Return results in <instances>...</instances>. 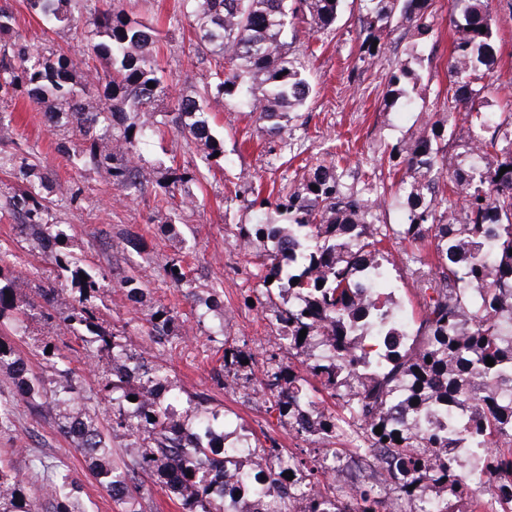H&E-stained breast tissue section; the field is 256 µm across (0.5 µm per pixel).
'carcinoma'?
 I'll list each match as a JSON object with an SVG mask.
<instances>
[{
    "instance_id": "obj_1",
    "label": "carcinoma",
    "mask_w": 512,
    "mask_h": 512,
    "mask_svg": "<svg viewBox=\"0 0 512 512\" xmlns=\"http://www.w3.org/2000/svg\"><path fill=\"white\" fill-rule=\"evenodd\" d=\"M70 0H27L43 25L78 28L85 25L77 48L55 51L52 57L14 37V17L0 7V91L26 88L29 100L50 103L49 120L63 118L79 137L76 156L104 169L110 182L126 195L139 196V144L148 133L160 131L157 102L167 95L155 49L160 32L130 18L116 5L96 11L86 20L67 9ZM200 21L194 55L217 57L204 86V96L216 103L246 104L278 138L307 102L312 87L306 65L297 56L296 20H308V31L336 24L341 0H184ZM358 61L381 58L382 40L409 24L422 38L433 30V0H361ZM453 47L448 57V91L437 119L416 130L410 143L391 146L390 168L403 172L398 194L405 199V222L378 223L382 201L371 188L346 183L339 162L321 160L294 187L283 186L251 202L288 217V227L260 224L245 231L272 243L262 267L273 278L267 295H278L283 305L271 309L281 326L288 351L306 353L302 371L284 369L274 355L262 362L249 358L235 345L224 346V372L257 370L264 395L298 435L322 432L334 418L320 414L296 422L295 405L306 399L315 405L309 389L320 383L357 422L366 448L381 449L385 475L398 493L419 498L411 512H465L464 503L485 496L504 499L512 512V111L489 112L496 95L497 36L489 0H451ZM105 57L110 68L100 73L90 64ZM414 80L409 63L392 67L385 76L384 108L414 104L408 85ZM154 87H148V83ZM181 129L205 146L209 166L224 161V147L211 135L203 118L207 107L193 98L175 105ZM130 112L137 121L123 125L116 116ZM461 143L465 153L485 160L482 165L450 168L448 140ZM508 168L504 174L500 169ZM27 187L7 197L6 207L22 217V224L52 241L63 231L48 221V201L37 187L45 176L35 164L20 166ZM317 189H312V186ZM404 250L412 286L419 296L421 319L416 331L393 309L386 266L388 245ZM87 280H82L80 274ZM298 283H293V280ZM323 285H318V282ZM35 299L29 308L43 309L47 328L72 332L84 327L85 356L106 352L112 370L105 371L99 392L112 401V433L135 430L141 441L112 458V448L97 405L80 394L68 354L54 347L52 387L30 376L27 365L8 337L0 336V373L9 374L16 398L40 412L58 416L60 432L76 442L90 461L100 486L121 507L136 508L149 475L178 495L181 512H296V503L308 502L304 512H387L376 481L365 482L348 501L340 486L319 488L336 472V449L306 460L286 456L276 442L255 444L256 455L280 461L295 476L287 483L278 471L251 474L243 461L224 446L216 429L218 415L203 398L190 397L182 420L175 405L161 394L150 398L143 389H159L166 378L161 366L145 368L128 353L112 331L98 323L89 300L100 290L94 275L76 265L70 282H52L35 276ZM128 300L144 294L142 281L127 275L121 281ZM70 289L74 304L57 317L49 312L56 295ZM0 285V319L11 315L19 324L28 312L14 303ZM175 316L168 308L155 311L153 330L172 334ZM305 338H299L301 330ZM494 365H486L487 358ZM135 396L136 401L128 400ZM14 398V399H16ZM14 399L0 394V432L14 422ZM417 404H412V401ZM381 427L382 433L374 429ZM479 450L477 465L497 477L484 489H462L457 475L465 469L456 450L459 431ZM402 443H396V439ZM49 510L26 493L25 482L0 467V512H84L80 483L68 473L39 460ZM240 475L237 487L249 491L253 508L244 511L241 497L225 493L227 474Z\"/></svg>"
}]
</instances>
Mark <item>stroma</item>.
<instances>
[{
  "instance_id": "stroma-1",
  "label": "stroma",
  "mask_w": 512,
  "mask_h": 512,
  "mask_svg": "<svg viewBox=\"0 0 512 512\" xmlns=\"http://www.w3.org/2000/svg\"><path fill=\"white\" fill-rule=\"evenodd\" d=\"M122 3L131 18L160 32L158 63L170 92L163 111H172L179 98L202 96L209 65L187 61L185 52L196 43L198 25L182 8L181 0ZM435 5L437 18L431 35L416 42L404 29H397L389 36L383 57L362 65L357 61L356 40L360 0H343L335 26L299 35L297 47L306 57L313 91L291 123L290 147L282 149L280 156L270 155V136L256 115L236 102L212 105L206 117L213 136L224 143L223 167L215 169L207 181H192L187 190H175L169 203L159 207L154 200L163 196L165 186L171 183L172 163L192 168L202 156L200 147L188 141L175 122H168L163 134L145 139L140 162L143 194L131 199L91 165L68 161L66 153L58 151V143L74 144L76 136L71 129L49 125L44 105L30 103L19 90L0 92V112L10 119L9 134L17 145V165H38L53 184L48 194L50 221L65 232L70 258L101 278L103 289L92 300L100 325L121 336L128 351L166 369L167 393L207 397L210 406L224 415L225 432L244 433L254 440L271 437L291 453L321 445L318 437L290 431L253 387H225L215 381L216 371L224 366L228 342L258 358L273 353L295 366L301 361L299 354L284 349L280 330L259 305L266 297V284L257 255L265 244L257 239L251 246L243 244L244 230L257 224H280L284 218L251 208L250 190L258 185L267 191L275 185H297L316 159L340 153L346 157L348 182L371 184L375 193L385 198L382 223H402L405 211L394 195L398 178L389 174L383 153L390 145L411 138L433 114L437 94L448 86L446 64L453 40L449 2L435 0ZM0 6L13 12L17 40L53 51L75 45V30H45L25 0H0ZM492 16L501 53L499 92L492 101L497 108L503 100H512V11L505 0H493ZM411 48L417 54L413 66L420 76L412 92L415 105L382 110L385 74L391 64L404 60ZM17 165L0 170V248L15 255L5 283L24 308L33 297L30 269L52 278L59 269L18 215L4 207L6 197L22 184ZM69 186L82 189L80 208L61 202L59 191ZM130 235L139 237L138 249L125 247L124 240ZM398 253V247H391L388 268L393 299L398 316L415 325L419 301ZM175 259L182 260L192 287L179 288L171 282L167 269ZM134 272L145 282L144 299L137 305L127 301L120 286L123 277ZM214 289L221 296L222 307L202 311L199 299ZM161 306L177 313L178 336L164 345L149 337L150 315ZM27 325L25 335L15 339L17 351L33 374L50 379L51 364L35 343L43 333V321L36 315ZM51 340L70 353L82 394L95 396L104 359L87 362L82 341L68 330H55ZM0 456L25 480L31 496L41 494L43 473L33 464L39 457L79 479L86 512H120L96 482L88 460L60 433L57 416L36 413L27 402H17L13 427L0 433Z\"/></svg>"
}]
</instances>
